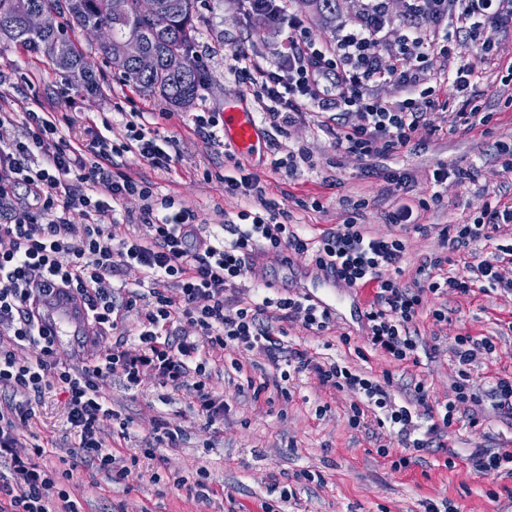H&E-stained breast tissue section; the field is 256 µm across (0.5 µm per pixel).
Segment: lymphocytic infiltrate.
<instances>
[{
  "instance_id": "1",
  "label": "lymphocytic infiltrate",
  "mask_w": 512,
  "mask_h": 512,
  "mask_svg": "<svg viewBox=\"0 0 512 512\" xmlns=\"http://www.w3.org/2000/svg\"><path fill=\"white\" fill-rule=\"evenodd\" d=\"M235 2L246 15L288 27L277 62L248 63L236 51L229 58L230 71L246 84L273 126L306 112L333 109L338 113L337 149L371 158L410 145L413 133L426 123L437 88L458 100L462 111L457 118L467 129L487 121L468 108L476 64L434 79L426 62L436 52L451 55L454 41L463 35L477 43L481 59L497 55L495 32L512 21V0H411L420 25L401 34L387 70L381 69L377 55L387 46L385 0H368L358 26L338 31L327 43L300 15L288 11L287 0ZM380 79L398 81L404 97L389 101L375 96L370 87ZM353 111L359 122H345V114ZM60 124L58 113H27L23 136L0 146V335L12 343L11 348L0 347V460H8L11 471L10 477L0 476V512H80L67 486L69 471L44 464V445L34 444L24 455L17 451L15 421L31 418L33 401L46 390L66 394L81 455L107 470L115 455L102 432L115 413L99 390L100 381L118 371L132 387L150 377L177 390L189 389L198 416L213 426L224 420V400L212 391L208 365L214 352L231 346L258 351L281 366L279 397H288L287 381L312 371L322 383L364 397V404L350 406L351 428L365 426V408L371 405L390 409L391 421L410 432L409 408L393 407L385 384L333 362H317L307 351L285 344L287 326L323 332L334 327L335 318L297 293L259 294L257 255L305 256L348 287L373 288L364 313L367 340L396 362L415 357V323L424 293L467 295L482 283L512 292V280L505 276L512 266V237L502 235L512 225V205H484L467 223L453 225L448 237L452 252L483 239L497 241V263H468L447 272L444 257L437 256L418 267L407 285L401 280L405 246L400 238L373 236L352 217L319 236L303 235L295 225L279 221L252 172L224 179L225 192L244 197L247 208L225 217L218 231L201 234L193 210L176 205L173 196L155 197L146 182L113 163L102 133L88 141L69 139L62 136ZM173 146L170 137L137 130L120 150L167 170L176 161ZM89 153L96 158L91 166L85 162ZM20 187L25 190L21 197L16 194ZM132 197L139 199L141 219L152 234L116 239L118 208ZM75 211L83 223L71 222ZM128 267L142 270L147 294L115 296L112 281ZM47 277L59 279L82 298L96 336L115 337L112 344L98 345L80 368L59 366L53 359V337L39 327L34 301ZM132 308L139 311V323L131 334L124 325ZM185 324L196 329V336L182 335ZM132 337L137 344L131 351L127 343ZM28 345L39 347V358L17 360L15 348ZM493 349L488 340L459 337L453 351L455 398L443 405L426 438L413 440V448L438 440L453 424L459 405L472 408L488 398L494 409L512 410V377L497 379L485 396L470 384L469 366Z\"/></svg>"
}]
</instances>
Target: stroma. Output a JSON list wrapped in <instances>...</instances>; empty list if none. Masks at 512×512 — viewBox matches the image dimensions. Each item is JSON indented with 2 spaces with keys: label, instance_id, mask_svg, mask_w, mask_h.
Here are the masks:
<instances>
[{
  "label": "stroma",
  "instance_id": "1",
  "mask_svg": "<svg viewBox=\"0 0 512 512\" xmlns=\"http://www.w3.org/2000/svg\"><path fill=\"white\" fill-rule=\"evenodd\" d=\"M364 4L337 0L330 20L310 13L306 21L321 40L329 41L336 30L358 24ZM196 11L194 54L207 84L186 110L139 93L116 76L104 62L94 33L78 30L71 35L94 61L100 90L92 97L56 73L44 56L0 44V75L6 79L0 107L15 115L14 125L0 129V142L20 137L26 112L38 109L74 118L69 134L76 138L83 137L85 127H105L114 145L125 142L129 127L156 130L175 140L177 160L171 170L153 168L128 153L116 161L133 177L151 182L156 193L173 195L194 210L200 230L211 231L223 223L225 213L244 206L243 198L224 191L225 176L233 174L239 162L260 177L267 200L289 223L305 225L312 235L343 223L350 204L363 201L358 223L369 233L397 236L405 243L403 282H411L415 270L436 255L494 261L493 247L482 241L471 244L467 253H449L444 232L448 225L465 223L494 198L512 201V196L498 192L504 180L498 147L512 143V24L498 30L501 52L480 64L470 89L474 105L491 116L486 131L452 130L458 103L443 94L428 116V126L415 133L411 150L399 155L364 160L337 152L320 114L310 112L280 130L259 122L256 151L236 153L230 160L222 142L198 132L194 117L209 112L223 120L225 102L246 98L244 85L228 69L227 53L237 50L264 63L275 62L288 29L260 17L245 18L234 0H197ZM301 152L308 162L289 170V158ZM441 163L468 172V180L434 186L430 174ZM390 170L408 175L410 199L425 201V208L415 209L414 215L417 223L426 225L427 234L388 222L396 202L385 179ZM332 294L339 309L335 328L317 334L296 324L286 344L308 350L322 363L335 360L377 378L390 373V390L399 405L409 399L407 382L424 381L429 398L417 408L419 425L427 423V407L453 396L457 336L485 338L495 347L471 366L476 389L486 391L496 378L512 377L510 293L489 289L468 296L425 294L427 314L418 321V361L401 365L388 362L366 343L355 319L366 291L341 285ZM432 309L446 310V320L429 317ZM209 367L212 389L227 407L223 425L216 428L197 416L187 391L151 378L132 389L118 373L101 381L100 391L117 415L106 429V441L128 462L120 483H113L111 472L80 460V437L67 421L66 399L57 390L45 392L32 419L18 421V438L25 446L36 438L48 441L47 465L64 461L72 467L70 489L82 512H264L267 503L275 512H424L426 501L445 498L458 512H512V476L483 474L472 459L479 449H512L510 414L489 410L474 425L468 414L458 413L444 439L445 449L417 451L402 441L393 425L372 420L365 428L351 429L346 413L356 394L323 385L315 373L307 371L291 381L288 402L270 403L245 390L247 378L270 381L277 374L258 351L221 354ZM159 422L179 428L178 447L156 449L149 459L139 457ZM382 446L391 456H410V467L391 469L389 458L377 453ZM202 470L215 490L207 503L198 502L194 485ZM182 476L186 485H174V478Z\"/></svg>",
  "mask_w": 512,
  "mask_h": 512
}]
</instances>
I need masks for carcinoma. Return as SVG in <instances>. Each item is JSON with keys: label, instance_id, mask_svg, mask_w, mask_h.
Instances as JSON below:
<instances>
[{"label": "carcinoma", "instance_id": "carcinoma-1", "mask_svg": "<svg viewBox=\"0 0 512 512\" xmlns=\"http://www.w3.org/2000/svg\"><path fill=\"white\" fill-rule=\"evenodd\" d=\"M196 0H156L151 14L140 11L139 0H0V41L18 44L42 54L61 75H80L89 93L97 80L89 55L80 51L67 29L56 24L45 30L27 26L32 11L66 16L68 24L82 30L99 25L112 28V43L100 47L105 62L119 70L123 80L139 92L158 96L169 106L190 108L204 87L202 64L193 55L197 30ZM321 16L336 11V0H300ZM126 39L139 40L157 58L150 72L136 63L114 61L118 45Z\"/></svg>", "mask_w": 512, "mask_h": 512}]
</instances>
